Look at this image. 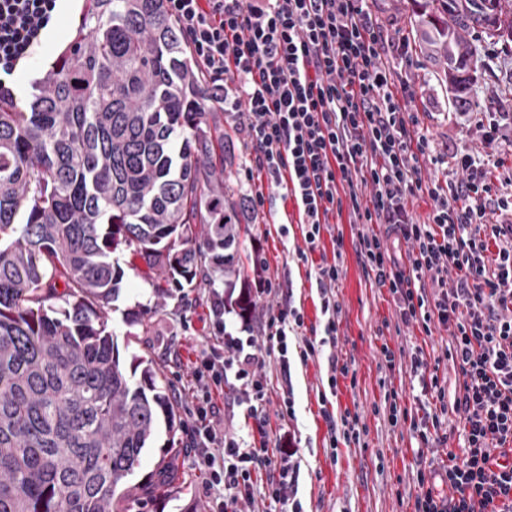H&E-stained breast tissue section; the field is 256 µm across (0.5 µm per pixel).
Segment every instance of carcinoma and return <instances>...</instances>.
I'll return each instance as SVG.
<instances>
[{
  "label": "carcinoma",
  "mask_w": 512,
  "mask_h": 512,
  "mask_svg": "<svg viewBox=\"0 0 512 512\" xmlns=\"http://www.w3.org/2000/svg\"><path fill=\"white\" fill-rule=\"evenodd\" d=\"M413 2L448 89L466 93L480 54L467 35L512 36V0ZM212 111L166 0H85L32 99L0 97V512H130L179 494V403L151 362L126 371L107 306L129 251L164 278L160 300L221 280L241 284L240 313L254 307Z\"/></svg>",
  "instance_id": "1"
}]
</instances>
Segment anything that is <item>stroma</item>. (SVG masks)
I'll use <instances>...</instances> for the list:
<instances>
[{"label": "stroma", "instance_id": "1", "mask_svg": "<svg viewBox=\"0 0 512 512\" xmlns=\"http://www.w3.org/2000/svg\"><path fill=\"white\" fill-rule=\"evenodd\" d=\"M82 4L83 0H69L58 28L17 71L14 92L18 100L30 98L47 64L68 42ZM370 6L391 37L407 39L413 45L414 65L409 78L417 92L414 110L420 130L431 138L437 154L447 155L452 146L474 154L486 153L483 131L467 115L485 111L490 102L512 90V43L489 38L481 41L484 65L477 69L471 91L455 104L444 78V60L433 48L418 47L421 37L413 19L412 0H370ZM243 120L240 114L220 113L211 122L212 128L225 135L224 165L239 195L250 184L263 181L259 175L250 182L245 179L244 152L238 134ZM270 195V213L259 215L256 223L243 225L240 232L239 253L245 258V273L252 280L276 277L292 281L294 304L304 316L300 336L289 339L290 345H297L300 337L308 338L322 330L325 321L319 292L309 279L310 266L332 259L333 239L343 237V276L336 287L341 311L335 352L348 361L350 375L339 378L337 393L326 404L320 397L327 382L326 357L304 364L298 356H291L286 373L277 358H268L264 368L269 383L265 439L268 444H276L287 431L288 423L277 410L282 389L292 385L298 428L296 458L300 463L298 497L303 512H413L419 492L418 469L440 468L448 453L463 452L461 423L451 408L460 380L445 356L448 333L440 328L428 335L418 326L398 323L392 295L366 276L357 258L353 240L358 228L350 224L348 215L337 217L335 224L329 225L311 256V264L298 262L296 251L303 247L304 238L294 202L282 188L271 189ZM118 259L124 275L109 315L121 357L127 364L137 357L150 359L164 373L168 393L178 400L184 421L177 437L180 442H188L195 395L192 366L204 348L225 344L213 329L211 291L188 288L158 301L155 290L164 281L157 272L129 253L119 254ZM220 294L228 302L224 312L228 330L243 338L261 337L264 325L277 309V297L256 299L249 318L243 319L233 306L236 290L224 287ZM384 346L402 352L395 368L384 366L380 358ZM418 350L423 351L429 365L437 366L445 386V401L450 405L442 426L448 441L431 448L421 447L407 425L391 426L384 408L385 395L393 390L398 392L401 406L414 417H423L427 409L435 406V399L417 388L411 372L409 356ZM327 410L357 414L364 429L360 443L342 442L337 448H329L328 426L323 417ZM177 475L187 479L188 484L180 497L165 503L163 512H185L195 503L201 512H209L208 476L199 470L189 451L179 455Z\"/></svg>", "mask_w": 512, "mask_h": 512}]
</instances>
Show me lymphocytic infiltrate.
<instances>
[{
    "instance_id": "f902f5d3",
    "label": "lymphocytic infiltrate",
    "mask_w": 512,
    "mask_h": 512,
    "mask_svg": "<svg viewBox=\"0 0 512 512\" xmlns=\"http://www.w3.org/2000/svg\"><path fill=\"white\" fill-rule=\"evenodd\" d=\"M193 60L219 91L224 111L246 114L240 133L249 169L285 188L304 226L300 261L315 251L331 218L349 212L357 256L375 285L392 294L404 325L448 329L447 355L462 378L454 408L463 455L435 472L418 471L414 512H512V200L502 193L501 155L449 151L460 176L425 178L438 165L416 130V95L404 71L413 60L390 38L367 0H167ZM63 0H0V93L55 29ZM267 185V186H268ZM428 197L427 217L409 203ZM337 262L315 284L326 318L320 339H303L308 361L335 346L340 304ZM257 295H280L265 342L227 336L196 360L192 439L198 466L217 494L210 512L252 497L253 473L269 477L263 496L302 512L300 466L287 440L255 443L212 424L216 392L240 383L252 432L264 434L266 361L287 362L290 333L304 319L281 282L258 281Z\"/></svg>"
}]
</instances>
